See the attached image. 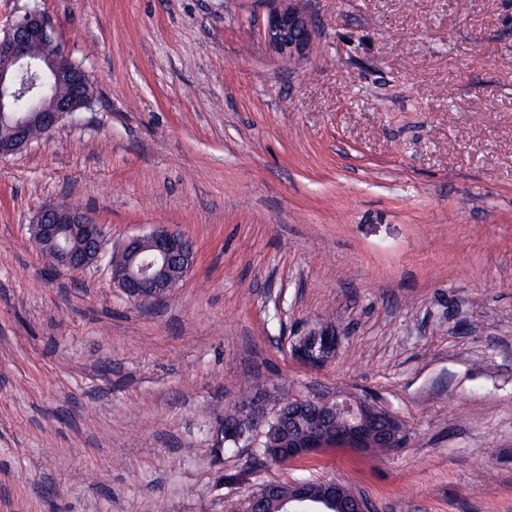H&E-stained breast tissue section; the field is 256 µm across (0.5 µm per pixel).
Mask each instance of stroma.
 I'll return each mask as SVG.
<instances>
[{
	"instance_id": "obj_1",
	"label": "stroma",
	"mask_w": 512,
	"mask_h": 512,
	"mask_svg": "<svg viewBox=\"0 0 512 512\" xmlns=\"http://www.w3.org/2000/svg\"><path fill=\"white\" fill-rule=\"evenodd\" d=\"M0 0L45 13L95 101L0 159V512H239L336 479L375 512H512V0ZM107 247L166 225L196 259L143 309L106 266L53 269L32 218ZM332 322L314 370L296 336ZM344 390L402 448L229 456L224 407ZM265 37L288 61L307 53L313 42L314 24L296 0H272ZM306 336H336L335 342L325 346L321 349L319 354L313 353L310 350H318L319 344L316 341H311L308 345L309 349L303 346ZM341 339L339 334L336 333L335 327L331 324H322L321 326L310 330L302 336H299L292 344V352L294 356L308 367L319 369L328 364L335 356L339 348Z\"/></svg>"
}]
</instances>
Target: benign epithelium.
Masks as SVG:
<instances>
[{
    "mask_svg": "<svg viewBox=\"0 0 512 512\" xmlns=\"http://www.w3.org/2000/svg\"><path fill=\"white\" fill-rule=\"evenodd\" d=\"M265 37L283 57L292 60L307 53L313 42L314 24L297 0H272ZM33 72L38 85L29 104L19 105L18 79ZM89 74L75 63L71 54L55 42L50 21L39 11L26 12L0 35V158L15 155L34 138L54 131L61 122L90 107ZM32 236L49 247L53 266L84 272L102 261L106 243L103 225L84 209L63 202L48 201L36 212ZM123 267L110 265L112 280L129 299L148 298L154 303L169 299L195 261V246L188 236L157 225L144 235L128 238L112 249ZM309 336H334L336 329L323 324ZM305 335V336H307ZM305 336L292 344L294 356L303 364L319 369L335 356L341 339L316 354L304 347ZM288 421L279 424L284 439L272 453L291 463L330 448H399L406 442L401 420L388 410L351 393L334 396L286 397ZM280 414L257 416L244 409L237 420L224 426V441L241 443L247 433L258 431ZM306 504L310 512H373L371 503L334 479L323 480L319 494L305 482L288 486V498L281 487L269 485L264 496L253 500L252 512H275L273 505Z\"/></svg>",
    "mask_w": 512,
    "mask_h": 512,
    "instance_id": "7a95c632",
    "label": "benign epithelium"
}]
</instances>
